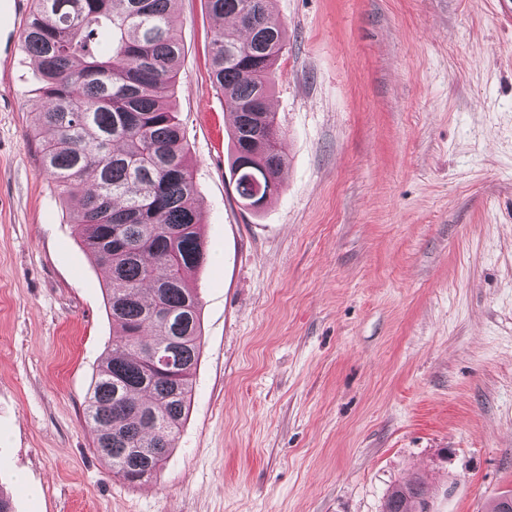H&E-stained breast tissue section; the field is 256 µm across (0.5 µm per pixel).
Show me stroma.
<instances>
[{"instance_id": "stroma-1", "label": "stroma", "mask_w": 512, "mask_h": 512, "mask_svg": "<svg viewBox=\"0 0 512 512\" xmlns=\"http://www.w3.org/2000/svg\"><path fill=\"white\" fill-rule=\"evenodd\" d=\"M173 103L203 213L201 353L177 446L94 448L104 269L45 173L24 50L0 95V491L13 512H430L512 492V16L500 0H274L279 194L245 210L204 0ZM430 487L421 477L392 487L385 512H428Z\"/></svg>"}]
</instances>
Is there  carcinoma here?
I'll use <instances>...</instances> for the list:
<instances>
[{"label":"carcinoma","mask_w":512,"mask_h":512,"mask_svg":"<svg viewBox=\"0 0 512 512\" xmlns=\"http://www.w3.org/2000/svg\"><path fill=\"white\" fill-rule=\"evenodd\" d=\"M176 0H35L19 35L39 87L36 126L45 171L65 199L81 192L74 224L91 260L109 271L107 346L90 383L85 421L112 472L129 483L158 474L193 395L201 305L190 275L205 260L193 169L171 108L182 46ZM273 0H206L241 34L210 42L211 79L232 112L231 172L241 205L277 193L286 158L268 100L287 45ZM416 477L392 487L385 512H429Z\"/></svg>","instance_id":"cac0c4a2"}]
</instances>
